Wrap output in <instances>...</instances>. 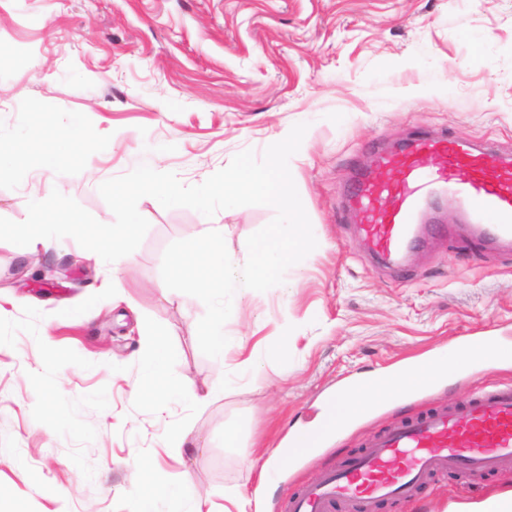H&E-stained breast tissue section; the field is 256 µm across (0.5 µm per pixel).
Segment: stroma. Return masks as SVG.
I'll return each mask as SVG.
<instances>
[{"instance_id": "stroma-1", "label": "stroma", "mask_w": 512, "mask_h": 512, "mask_svg": "<svg viewBox=\"0 0 512 512\" xmlns=\"http://www.w3.org/2000/svg\"><path fill=\"white\" fill-rule=\"evenodd\" d=\"M42 117L60 130L82 122L94 149L33 138ZM302 122L289 169L317 247L283 284L239 300L230 331L241 340L224 358L201 352L206 308L166 290L163 253L212 223L243 266L273 207L208 218L143 197L150 228L116 266L70 237L29 254L0 241V491L12 512H133L138 457L154 487L191 477L205 512H235L242 495L245 512H273L390 424L512 385L511 360L454 366L306 458L282 456L272 486L250 461L287 447L342 383L449 355L466 336H512V253L458 233L456 202L443 215L449 236L430 238L401 273L370 256L339 208L351 171L413 133L512 154V0H0V152L20 171L0 181L2 218L24 221L21 199L56 189L109 224L101 182L145 164L198 185ZM41 266L58 272L43 296L31 289ZM147 322L198 387H217L211 402L132 397ZM247 360L256 374H242ZM175 429L184 447H171ZM228 430L238 447H225ZM508 493L512 467L451 471L376 512H466Z\"/></svg>"}]
</instances>
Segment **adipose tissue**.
Masks as SVG:
<instances>
[{
  "label": "adipose tissue",
  "instance_id": "obj_1",
  "mask_svg": "<svg viewBox=\"0 0 512 512\" xmlns=\"http://www.w3.org/2000/svg\"><path fill=\"white\" fill-rule=\"evenodd\" d=\"M144 336V345L136 356L140 375L131 387L132 396L158 401L179 397L197 406L207 404L211 393L199 392L189 375L176 370L175 357L161 335L148 329ZM163 500L175 503L174 512H202L201 503L192 495L191 482L187 479L159 494L152 488H145L136 512H157L156 505Z\"/></svg>",
  "mask_w": 512,
  "mask_h": 512
}]
</instances>
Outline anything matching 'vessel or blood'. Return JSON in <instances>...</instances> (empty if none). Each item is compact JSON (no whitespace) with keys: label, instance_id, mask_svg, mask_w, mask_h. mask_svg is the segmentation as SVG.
<instances>
[{"label":"vessel or blood","instance_id":"obj_1","mask_svg":"<svg viewBox=\"0 0 512 512\" xmlns=\"http://www.w3.org/2000/svg\"><path fill=\"white\" fill-rule=\"evenodd\" d=\"M460 204L461 229L486 248L512 251V155L477 150L439 136L420 135L378 156L376 174H360L349 190V206L364 239L381 258L401 264L407 253L441 233L435 214L439 198ZM470 364L512 358V340L472 336L461 345ZM434 375L410 369L398 377L356 383L373 402L428 389ZM328 423L301 431L290 442L297 457H307L329 442L333 419L355 414L329 402ZM512 464V388L469 398L406 423H396L371 438L350 463L328 468L313 484L289 496L284 512H373L378 499L405 501L437 474L454 470H497Z\"/></svg>","mask_w":512,"mask_h":512}]
</instances>
